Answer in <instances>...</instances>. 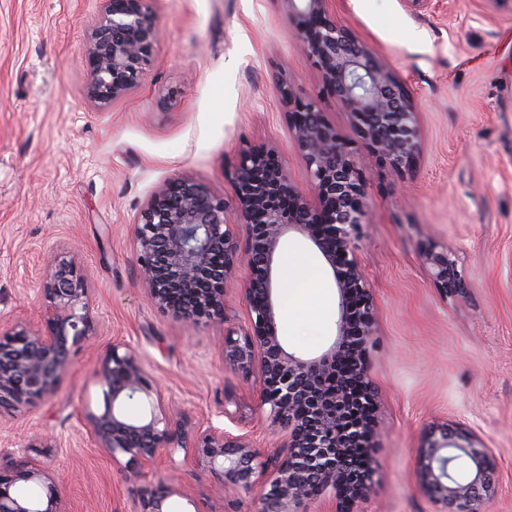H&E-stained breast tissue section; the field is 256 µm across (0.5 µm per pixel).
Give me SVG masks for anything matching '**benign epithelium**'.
<instances>
[{"instance_id": "7a95c632", "label": "benign epithelium", "mask_w": 512, "mask_h": 512, "mask_svg": "<svg viewBox=\"0 0 512 512\" xmlns=\"http://www.w3.org/2000/svg\"><path fill=\"white\" fill-rule=\"evenodd\" d=\"M103 2L86 54L87 97L100 108L138 86L160 37L151 0ZM282 2L288 15L300 20L297 45L317 67L326 92L349 112L372 155L399 175L412 170L420 129L405 83L354 31L331 19L327 0ZM277 89L288 106V127L309 173L311 195L296 188L275 150L257 149L242 155L235 167L232 200L191 178H171L135 215L132 237L147 300L191 326L224 319V288L240 265L247 266L249 321L239 333L224 337V362L245 377L257 376L260 403L270 407L282 442L256 471L253 462L260 450L248 435L213 425L188 429L173 420L169 400L148 378L137 353L120 345L112 346L99 365L102 400L86 415V425L98 447L114 461L127 458L125 467L133 471L183 448L190 450L199 476H221L230 495L250 493L264 478L267 489L255 512H296L298 505L328 491L336 512H357L377 465L376 427L371 420L344 428L338 408L351 379L361 383L371 407L379 405L364 361L373 336V301L357 246L366 188L353 152L318 105L299 97L284 76ZM229 210L233 224L226 220ZM237 224L249 229L244 249ZM290 234L320 253L338 292L336 337L315 356L290 353L280 339L281 243ZM424 259L444 295L469 291L448 252L429 248ZM37 292L42 298L39 326L18 319L0 323V413L23 412L52 396L73 355L94 336L89 279L73 255L64 252L47 260ZM136 395L144 396L145 404L133 416L126 402ZM360 443L366 448L362 468L348 453ZM416 465L436 512H487L496 464L471 432L446 422L431 425L416 449ZM20 482L40 484L44 496L17 495ZM177 492V486L164 483L139 498L136 512H166L167 499ZM0 512L66 510L53 477L25 459L0 463Z\"/></svg>"}]
</instances>
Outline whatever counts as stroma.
<instances>
[{"instance_id":"1","label":"stroma","mask_w":512,"mask_h":512,"mask_svg":"<svg viewBox=\"0 0 512 512\" xmlns=\"http://www.w3.org/2000/svg\"><path fill=\"white\" fill-rule=\"evenodd\" d=\"M161 35L139 86L107 108L86 96V34L102 0H0V315L38 325L35 302L48 257L74 251L92 289L95 335L56 394L11 419L10 440L55 477L67 512H133L140 494L176 473L169 512H255L256 494L228 497L202 481L184 450L133 472L86 432L97 404L95 370L112 345H130L187 426L281 440L257 378L224 363L220 340L248 321V271L224 290L225 322L191 327L150 305L137 272L131 224L164 181L181 175L232 199V174L255 147L278 151L309 193L275 81L319 101L356 148L368 189L358 254L373 296L365 354L379 392L377 469L364 512H435L415 450L428 425L474 432L494 456L489 512H512V12L488 0H328L330 16L391 65L418 104L421 153L396 175L361 143L350 115L325 97L295 45L282 0H153ZM447 250L470 285L447 297L422 259ZM282 279L322 268L309 291L313 320L287 322L289 351L325 349L336 334L337 290L319 253L286 239ZM232 418H225V411ZM42 432L53 447L32 448Z\"/></svg>"}]
</instances>
